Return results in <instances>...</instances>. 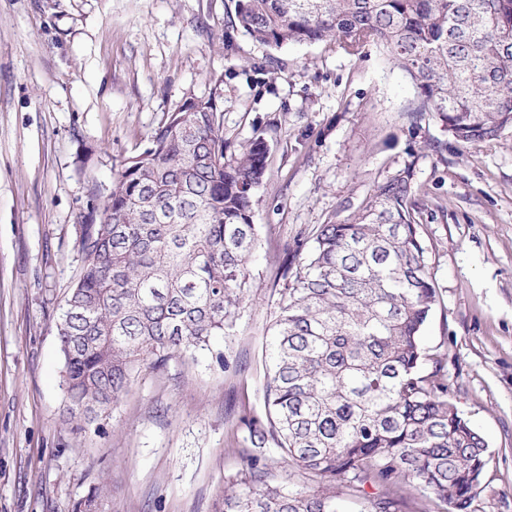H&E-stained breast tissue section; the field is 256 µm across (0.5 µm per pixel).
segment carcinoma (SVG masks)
<instances>
[{
	"label": "carcinoma",
	"mask_w": 512,
	"mask_h": 512,
	"mask_svg": "<svg viewBox=\"0 0 512 512\" xmlns=\"http://www.w3.org/2000/svg\"><path fill=\"white\" fill-rule=\"evenodd\" d=\"M234 25L274 47H384L462 145L512 128V0H237ZM268 143L231 148L211 100L178 110L112 177L84 218L82 271L56 324L63 414L112 410L135 372L210 349L249 298L256 192ZM420 188L407 166L346 218L318 225L279 267L265 419L245 421L248 477L224 512H344L369 486V512H405L420 487L445 512H474L488 444L448 398L445 365L424 373L422 331L437 301L418 233ZM273 445L304 478L272 484ZM102 489L74 512H101Z\"/></svg>",
	"instance_id": "carcinoma-1"
}]
</instances>
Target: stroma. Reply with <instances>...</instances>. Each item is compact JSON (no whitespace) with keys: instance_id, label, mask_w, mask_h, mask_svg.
<instances>
[{"instance_id":"1","label":"stroma","mask_w":512,"mask_h":512,"mask_svg":"<svg viewBox=\"0 0 512 512\" xmlns=\"http://www.w3.org/2000/svg\"><path fill=\"white\" fill-rule=\"evenodd\" d=\"M236 0H0V512H222L265 414L278 261L412 167L437 302L422 336L489 448L475 512H512V128L464 146L382 48L270 47ZM191 97L234 147L264 133L253 287L214 350L144 369L95 423L62 417L56 322L84 216ZM227 363L219 365L217 354Z\"/></svg>"}]
</instances>
